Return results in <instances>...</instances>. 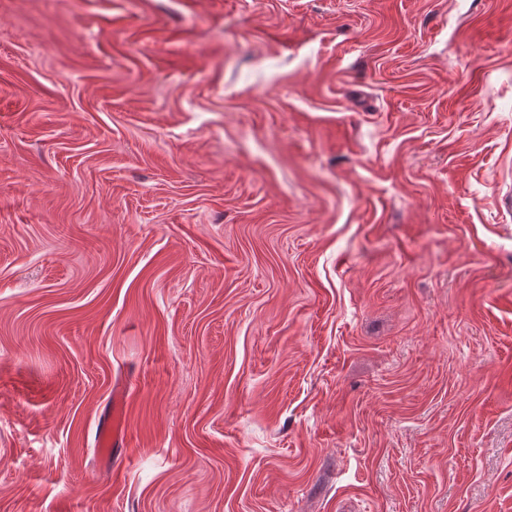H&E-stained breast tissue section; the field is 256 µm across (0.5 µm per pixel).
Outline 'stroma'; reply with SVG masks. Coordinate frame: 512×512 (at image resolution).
<instances>
[{
    "mask_svg": "<svg viewBox=\"0 0 512 512\" xmlns=\"http://www.w3.org/2000/svg\"><path fill=\"white\" fill-rule=\"evenodd\" d=\"M508 196L512 0H0V512H512ZM126 392L117 386L112 391V411L108 422L97 432V445L100 455L107 466L117 463L119 448L124 446Z\"/></svg>",
    "mask_w": 512,
    "mask_h": 512,
    "instance_id": "obj_1",
    "label": "stroma"
}]
</instances>
